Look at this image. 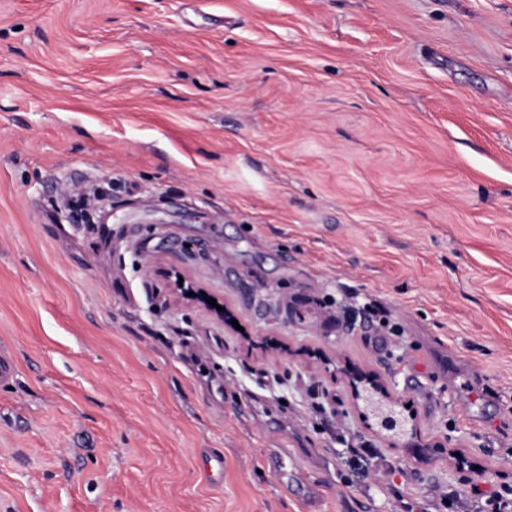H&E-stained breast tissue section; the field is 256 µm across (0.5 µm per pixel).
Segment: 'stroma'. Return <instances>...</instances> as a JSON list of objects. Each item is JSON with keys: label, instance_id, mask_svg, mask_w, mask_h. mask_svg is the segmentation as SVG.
Segmentation results:
<instances>
[{"label": "stroma", "instance_id": "obj_1", "mask_svg": "<svg viewBox=\"0 0 512 512\" xmlns=\"http://www.w3.org/2000/svg\"><path fill=\"white\" fill-rule=\"evenodd\" d=\"M0 353V512L512 489V0H0ZM358 384L362 385L361 389ZM352 387L356 399L364 400V408L374 421L372 429L376 435L398 442L413 433L412 424L410 430L406 427L407 417L400 409V402L384 386L370 376H358Z\"/></svg>", "mask_w": 512, "mask_h": 512}]
</instances>
